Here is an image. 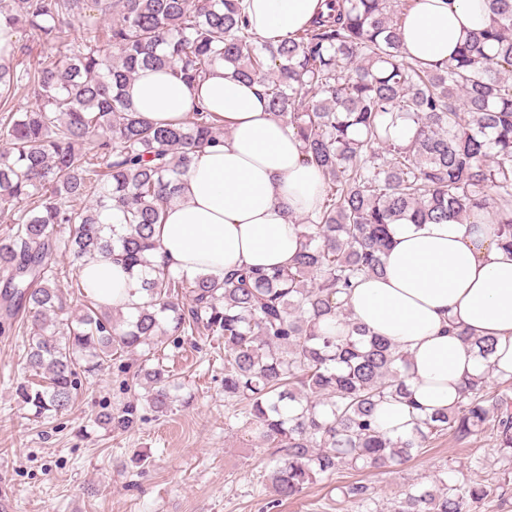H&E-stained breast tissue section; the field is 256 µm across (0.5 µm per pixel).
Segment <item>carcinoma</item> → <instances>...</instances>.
Masks as SVG:
<instances>
[{
    "label": "carcinoma",
    "instance_id": "1",
    "mask_svg": "<svg viewBox=\"0 0 512 512\" xmlns=\"http://www.w3.org/2000/svg\"><path fill=\"white\" fill-rule=\"evenodd\" d=\"M109 22L69 40L87 2ZM0 16L56 53L17 74L0 65V94L27 79L34 106L0 123V333L26 318L25 369L15 394L35 419L71 406L78 376L114 356L158 352L183 336L224 339V399L276 464L281 500L346 468L389 473L431 440L491 431L512 464V377L492 365L464 383L460 401L415 419L393 439L376 407L407 394L408 353L350 326L357 279L382 272L392 224L463 220L480 213L512 251V0H486L490 23L466 35L450 61L424 66L402 51L397 0H325L327 13L277 45L251 31L238 0H15ZM224 62L264 88L271 112L301 141L322 178L315 217L286 268L243 269L222 280L154 266L156 226L176 198L195 148L228 135L202 106L179 123L141 117L125 93L142 68L200 82ZM406 118L408 142L382 118ZM97 150L83 149L89 134ZM81 199L75 208L69 200ZM76 265L99 255L140 281L126 314L100 306L81 283L66 292L58 253ZM70 316L59 318L63 311ZM348 327L330 333L328 319ZM158 416L186 404L185 384L160 362L137 374ZM481 482L445 472L410 489L388 512H473L492 497ZM373 492L351 484L342 512H378Z\"/></svg>",
    "mask_w": 512,
    "mask_h": 512
}]
</instances>
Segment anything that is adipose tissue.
<instances>
[{"label":"adipose tissue","instance_id":"1","mask_svg":"<svg viewBox=\"0 0 512 512\" xmlns=\"http://www.w3.org/2000/svg\"><path fill=\"white\" fill-rule=\"evenodd\" d=\"M253 32L277 43L306 26L324 0H243ZM489 22L484 0H416L399 36L422 64L448 60L468 31ZM127 93L153 121L185 119L201 105L229 130L199 149L180 179L181 198L157 225L154 264L189 276L217 277L242 267L292 264L302 247L295 218L321 201L319 172L303 160L293 130L269 110L258 82L216 64L205 81L187 84L171 70H140ZM384 272L361 280L349 311L353 324L387 338L409 355L408 401H387L377 422L391 437L411 434L420 412L442 411L486 365L462 333L493 338L494 376L512 377V253L483 216L465 222L396 224ZM79 276L98 302H138L140 283L119 261L85 262Z\"/></svg>","mask_w":512,"mask_h":512}]
</instances>
